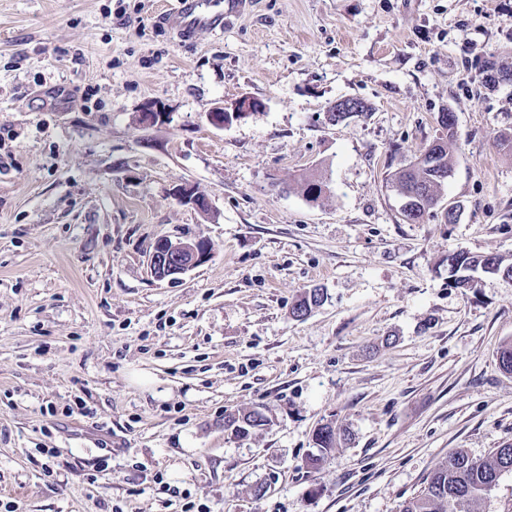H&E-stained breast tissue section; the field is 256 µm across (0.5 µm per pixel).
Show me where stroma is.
<instances>
[{"label": "stroma", "mask_w": 512, "mask_h": 512, "mask_svg": "<svg viewBox=\"0 0 512 512\" xmlns=\"http://www.w3.org/2000/svg\"><path fill=\"white\" fill-rule=\"evenodd\" d=\"M170 2L0 0V512H400L450 450L512 443V279L448 282L453 251L512 263V83H478L512 70V0H252L188 40ZM345 98L368 116L329 124ZM445 110L410 223L387 176ZM161 238L210 258L157 279ZM430 152L435 154V157L430 158ZM424 155L426 157L422 160ZM434 163L436 166H431ZM452 166L448 143L443 139H437L425 146L408 167L391 176L392 182L397 181L402 193H413L417 196V199L412 198L417 203L412 205L409 212L401 210L407 221L419 222L430 209L439 205V189L451 175Z\"/></svg>", "instance_id": "1"}]
</instances>
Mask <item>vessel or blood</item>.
I'll return each instance as SVG.
<instances>
[{
    "label": "vessel or blood",
    "mask_w": 512,
    "mask_h": 512,
    "mask_svg": "<svg viewBox=\"0 0 512 512\" xmlns=\"http://www.w3.org/2000/svg\"><path fill=\"white\" fill-rule=\"evenodd\" d=\"M249 5L250 0H177L176 7L168 10L163 20L179 37L190 38L241 18Z\"/></svg>",
    "instance_id": "vessel-or-blood-1"
}]
</instances>
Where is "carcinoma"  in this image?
<instances>
[{
	"label": "carcinoma",
	"mask_w": 512,
	"mask_h": 512,
	"mask_svg": "<svg viewBox=\"0 0 512 512\" xmlns=\"http://www.w3.org/2000/svg\"><path fill=\"white\" fill-rule=\"evenodd\" d=\"M333 119L343 122L356 115L362 116L369 106L362 100L347 98L333 107ZM452 172V159L448 143L437 139L423 148L420 155L405 169L393 174L401 192L413 193L417 203L406 211L403 217L410 222H419L424 215L441 202L439 189ZM448 262L461 266L468 265L481 270V265L490 262L497 273L512 278V264H505L501 258L493 255H469L464 252H451ZM324 294L319 288L305 291L296 300L292 314L296 318L306 315L308 308L319 305ZM267 418L258 411H252L242 419L231 417L225 420L227 428L235 434H244L250 428L266 425ZM321 453H328L338 447L339 437L329 425L318 428L314 437ZM512 472V445L508 444L493 450L488 457L475 459L469 453L458 448L448 454V459L426 478L421 491L404 502L400 512H454L453 506L461 501L476 500L491 491L501 475Z\"/></svg>",
	"instance_id": "obj_1"
}]
</instances>
